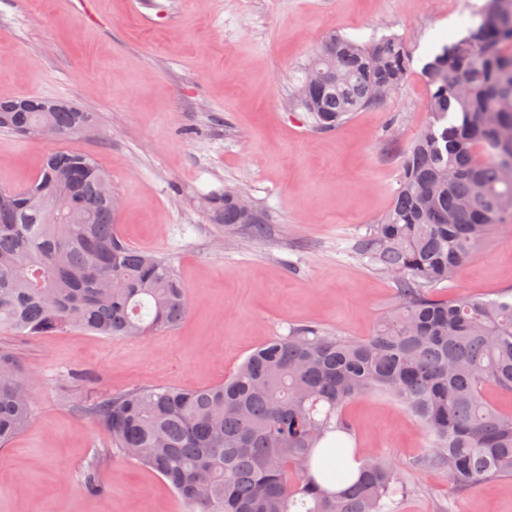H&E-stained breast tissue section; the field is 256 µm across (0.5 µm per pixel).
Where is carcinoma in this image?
<instances>
[{"label": "carcinoma", "mask_w": 512, "mask_h": 512, "mask_svg": "<svg viewBox=\"0 0 512 512\" xmlns=\"http://www.w3.org/2000/svg\"><path fill=\"white\" fill-rule=\"evenodd\" d=\"M422 71L424 128L404 152L390 209L361 243L401 298L372 335L292 328L221 384L147 386L81 406L123 457L169 483L185 512H396L407 488L389 460L362 455L340 492L313 476L328 433H352L346 406L373 392L418 418L430 440L419 465L446 470L459 492L512 477V415L483 394L512 392V299L429 293L512 221V0H487L479 22ZM411 72L394 35L360 43L331 34L308 63L301 101L315 129L331 130L380 103L378 84L393 92ZM91 122L69 102L0 101V129L24 138L51 126L71 139ZM106 187L92 154L67 149L48 152L32 184L0 188V328L128 339L183 320L185 288L165 259L123 238ZM208 212L264 233L234 191L211 198ZM28 379L0 349V446L31 420Z\"/></svg>", "instance_id": "carcinoma-1"}]
</instances>
